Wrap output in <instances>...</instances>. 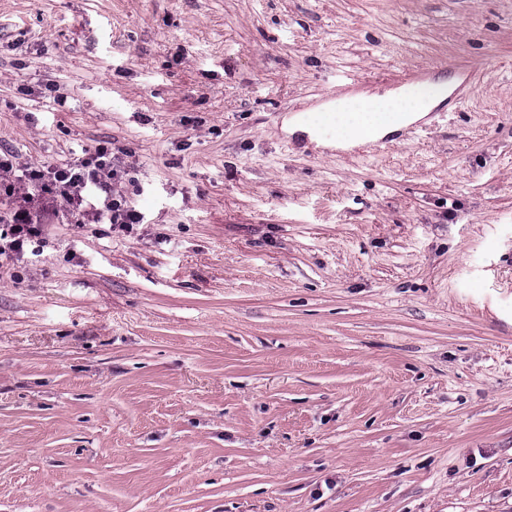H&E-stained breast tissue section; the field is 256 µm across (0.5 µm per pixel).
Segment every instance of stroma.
Here are the masks:
<instances>
[{
    "label": "stroma",
    "instance_id": "35a3bbf8",
    "mask_svg": "<svg viewBox=\"0 0 512 512\" xmlns=\"http://www.w3.org/2000/svg\"><path fill=\"white\" fill-rule=\"evenodd\" d=\"M455 77L429 128L284 118ZM133 232L0 267V512H512V0H0V145Z\"/></svg>",
    "mask_w": 512,
    "mask_h": 512
}]
</instances>
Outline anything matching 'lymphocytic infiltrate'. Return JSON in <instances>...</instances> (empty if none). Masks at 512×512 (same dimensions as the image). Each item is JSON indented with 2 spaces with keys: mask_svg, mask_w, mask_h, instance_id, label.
<instances>
[{
  "mask_svg": "<svg viewBox=\"0 0 512 512\" xmlns=\"http://www.w3.org/2000/svg\"><path fill=\"white\" fill-rule=\"evenodd\" d=\"M127 172L108 147L87 157L54 166H20L10 151L0 150V198L11 205L0 212V261L21 258L24 247L41 238L46 214L56 198H63L81 224L108 219L119 230L133 231L143 217L115 185ZM31 186L22 195L19 185Z\"/></svg>",
  "mask_w": 512,
  "mask_h": 512,
  "instance_id": "obj_1",
  "label": "lymphocytic infiltrate"
}]
</instances>
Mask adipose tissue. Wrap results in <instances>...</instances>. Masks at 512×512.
I'll return each mask as SVG.
<instances>
[{
	"label": "adipose tissue",
	"instance_id": "ef3b65f1",
	"mask_svg": "<svg viewBox=\"0 0 512 512\" xmlns=\"http://www.w3.org/2000/svg\"><path fill=\"white\" fill-rule=\"evenodd\" d=\"M454 78L438 77L421 86H402L381 93L336 95L320 109H307L287 121L289 132H302L318 147H360L400 131L445 100Z\"/></svg>",
	"mask_w": 512,
	"mask_h": 512
}]
</instances>
